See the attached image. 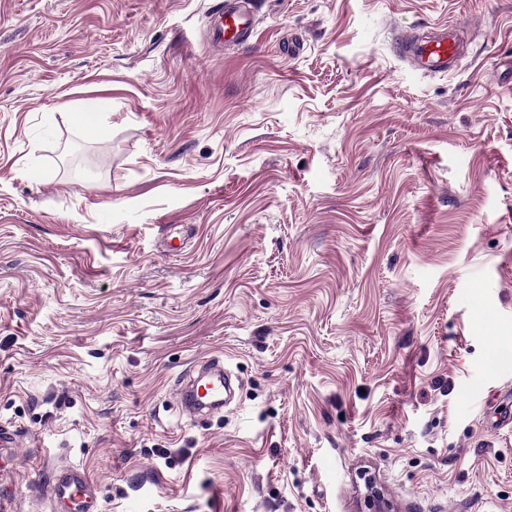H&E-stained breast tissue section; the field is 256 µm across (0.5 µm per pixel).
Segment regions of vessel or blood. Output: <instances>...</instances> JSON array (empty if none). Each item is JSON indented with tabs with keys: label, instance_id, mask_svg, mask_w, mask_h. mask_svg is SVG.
Returning <instances> with one entry per match:
<instances>
[{
	"label": "vessel or blood",
	"instance_id": "1",
	"mask_svg": "<svg viewBox=\"0 0 512 512\" xmlns=\"http://www.w3.org/2000/svg\"><path fill=\"white\" fill-rule=\"evenodd\" d=\"M254 30V11L249 0H231L217 8L211 25L216 45L243 44ZM398 55L415 72L444 74L456 70L461 44L457 26H430L421 32L399 34L394 40ZM232 394V378L228 369L216 366L209 381L189 389L187 398L193 406L203 401L223 399ZM52 493L65 512H95L96 502L84 473L70 470L59 474L52 486Z\"/></svg>",
	"mask_w": 512,
	"mask_h": 512
}]
</instances>
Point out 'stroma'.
Segmentation results:
<instances>
[{"instance_id":"stroma-1","label":"stroma","mask_w":512,"mask_h":512,"mask_svg":"<svg viewBox=\"0 0 512 512\" xmlns=\"http://www.w3.org/2000/svg\"><path fill=\"white\" fill-rule=\"evenodd\" d=\"M218 2L0 0V495L512 512V0H260L234 48ZM422 32L400 33L394 39L398 55L415 72L444 74L456 70L461 44L457 25L425 26ZM211 379L205 383H199L195 387L191 385L187 398L189 402L198 409H205L203 401L211 399H219V403H213L206 407L207 409L222 406L223 397L225 403L230 399L232 394V378L228 369L222 365H217L209 371ZM52 493L66 512H95L96 502L84 473L70 470L59 474L53 483Z\"/></svg>"}]
</instances>
